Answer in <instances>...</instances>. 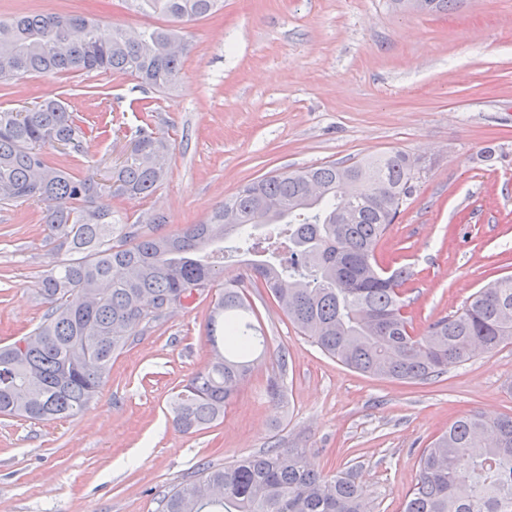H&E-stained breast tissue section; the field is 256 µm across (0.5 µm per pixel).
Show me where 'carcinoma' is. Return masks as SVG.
<instances>
[{"mask_svg":"<svg viewBox=\"0 0 512 512\" xmlns=\"http://www.w3.org/2000/svg\"><path fill=\"white\" fill-rule=\"evenodd\" d=\"M166 19L133 31L119 27L108 41L96 24L68 13L0 20V84L25 76L112 72L157 92L174 88L190 50L182 29L211 15L219 0H132ZM59 99L23 112L0 110V203L47 204L41 218L73 258L40 282L47 305L34 333L0 346V415L36 421L75 417L97 394L112 357L146 318L189 308L224 274V259L249 256L252 280L327 356L376 377L426 381L452 362L512 344V275L476 291L452 315L414 332L402 286L413 277L378 257L390 224L412 196L417 161L394 153L267 175L220 203L205 224L155 236L137 224L112 222V200L147 198L163 184L169 140L144 116L134 151L104 182L68 170L44 147L66 142L84 156L99 127ZM366 185L338 196L343 176ZM319 193L309 196L307 185ZM267 227L269 247L255 232ZM234 246L226 249L224 242ZM240 280L224 282L209 319L215 358L173 397L178 430L192 434L224 416L250 373L265 337ZM159 512H374L352 472L326 476L299 448H268L233 464H207L169 490ZM404 512H512V415L478 412L455 420L424 449Z\"/></svg>","mask_w":512,"mask_h":512,"instance_id":"cac0c4a2","label":"carcinoma"}]
</instances>
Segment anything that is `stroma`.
<instances>
[{"label": "stroma", "mask_w": 512, "mask_h": 512, "mask_svg": "<svg viewBox=\"0 0 512 512\" xmlns=\"http://www.w3.org/2000/svg\"><path fill=\"white\" fill-rule=\"evenodd\" d=\"M44 12L95 19L105 37L116 25L164 22L129 0H0V19ZM185 33L190 51L170 91L125 75H46L9 82L0 109L105 88L95 104L72 102L110 128L71 164L102 180L151 110L173 143L168 178L151 197L112 202L125 223L164 216L143 225L146 234L205 223L266 175L408 153L424 176L381 250L414 272L408 312L418 332L512 274V0H464L417 17L390 0H224ZM42 211L0 205V345L39 326L40 279L69 257L44 232ZM247 297L267 349L217 425L181 433L170 409L214 356L210 295L141 324L74 418L0 417V512H158L163 494L202 463L274 446L302 449L330 476L353 470L376 512H402L423 449L449 424L472 412L512 415V344L424 382L379 379L324 355L264 288ZM274 377L276 400L267 393Z\"/></svg>", "instance_id": "1"}]
</instances>
